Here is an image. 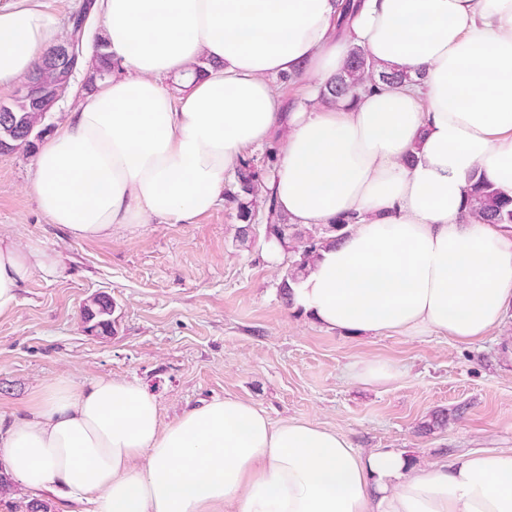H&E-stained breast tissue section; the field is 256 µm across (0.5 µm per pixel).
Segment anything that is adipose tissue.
I'll return each instance as SVG.
<instances>
[{
  "label": "adipose tissue",
  "mask_w": 512,
  "mask_h": 512,
  "mask_svg": "<svg viewBox=\"0 0 512 512\" xmlns=\"http://www.w3.org/2000/svg\"><path fill=\"white\" fill-rule=\"evenodd\" d=\"M96 0L117 67L80 92L34 159L42 213L76 240L165 218L191 224L224 176L285 132L266 185L289 223L359 218L293 286L294 307L356 336L471 343L512 313V225L465 215L469 177L512 196V0ZM61 34L38 0H0V93ZM364 48L410 81L320 92ZM300 89L284 99L277 78ZM181 80L179 90L165 81ZM58 259L0 234V316ZM0 465L33 494L94 512H512V448L412 464L232 396L163 423L123 379L44 385L0 415Z\"/></svg>",
  "instance_id": "adipose-tissue-1"
}]
</instances>
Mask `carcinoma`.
Listing matches in <instances>:
<instances>
[{
    "instance_id": "cac0c4a2",
    "label": "carcinoma",
    "mask_w": 512,
    "mask_h": 512,
    "mask_svg": "<svg viewBox=\"0 0 512 512\" xmlns=\"http://www.w3.org/2000/svg\"><path fill=\"white\" fill-rule=\"evenodd\" d=\"M89 9L91 0H85L70 16L66 35L59 41L61 45L76 43L77 56L69 59L64 67L49 68L46 66V58L57 50V47L53 46L33 74L28 77V80L39 84V96H15L8 102H0V154H9L19 148L29 149L34 146L35 141L41 138L48 128L46 120L55 109L57 97L66 95L78 74H84V86L90 89L94 88L97 82L112 76L115 63L112 56L105 52L104 41L96 40L92 57L88 58L85 55V32L82 29L81 18ZM407 79L409 75L402 71L386 72L376 69L365 51L354 47L351 49L346 68L336 77L335 82L323 91V98L340 99L353 93L366 80L397 85ZM272 160V151L261 160L253 156L246 159L235 171L234 180L224 186V202L236 211V217L241 222V226L238 227L240 241H248L252 221L261 207L266 211L267 238L291 249L293 259L281 285L283 298L288 302L291 284L304 277L318 257L319 251L346 235L358 217L354 214L338 217L331 224H320L311 228L287 223L286 219L275 211L272 193L265 188V175ZM470 181L466 201L470 214L486 224H512V197L503 194L482 176L473 175ZM112 311L113 302L109 296L100 294L90 299L82 310L86 332L93 336L111 333Z\"/></svg>"
}]
</instances>
